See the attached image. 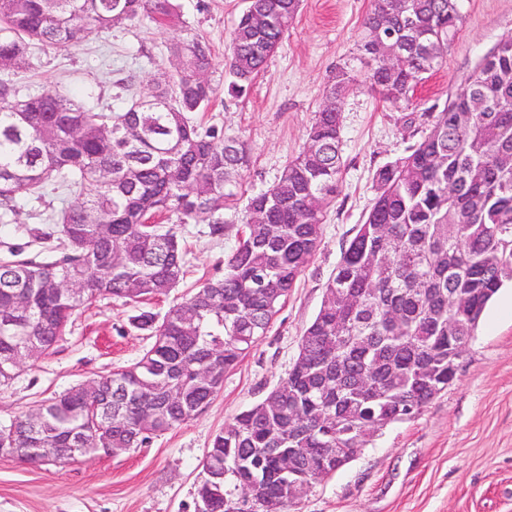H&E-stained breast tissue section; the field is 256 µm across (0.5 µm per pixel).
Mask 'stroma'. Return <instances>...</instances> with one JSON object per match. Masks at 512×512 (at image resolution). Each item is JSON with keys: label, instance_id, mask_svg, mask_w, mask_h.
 Segmentation results:
<instances>
[{"label": "stroma", "instance_id": "stroma-1", "mask_svg": "<svg viewBox=\"0 0 512 512\" xmlns=\"http://www.w3.org/2000/svg\"><path fill=\"white\" fill-rule=\"evenodd\" d=\"M181 27L143 20L93 32L55 49L34 46L28 65L9 72L21 91L49 89L97 111L116 108V83L142 94L169 69L165 45L187 28L209 43L216 95L196 114L202 127L247 143L250 161L243 189L267 188L302 149L337 65L356 53L370 0H303L286 39L239 97L227 91L228 36L243 0H177ZM463 22L445 65L417 85L409 106L394 108L360 89L346 102L341 150L345 167L326 216L320 246L271 328L233 370L210 407L186 425L116 455L75 463L32 465L0 457V512H195L201 461L212 437L241 411L261 400L296 360L306 326L317 314L325 284L344 242L367 215L376 191L374 174L414 143L407 112H439L459 81L501 40L512 36V0H461ZM60 195L42 201L26 195L10 224H0V253L48 249L37 229L54 223ZM240 205L225 208L231 224L223 237L207 223L187 227L189 268L175 289L182 296L222 275L237 246L233 227ZM131 306L98 299L69 323L56 351L28 363L0 386V423L80 383L136 361L148 345L131 324ZM290 512H512V285L489 304L456 379L416 418L388 425L361 454L300 498Z\"/></svg>", "mask_w": 512, "mask_h": 512}]
</instances>
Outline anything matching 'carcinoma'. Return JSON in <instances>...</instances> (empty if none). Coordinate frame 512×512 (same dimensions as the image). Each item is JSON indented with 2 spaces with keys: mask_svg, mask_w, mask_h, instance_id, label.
<instances>
[{
  "mask_svg": "<svg viewBox=\"0 0 512 512\" xmlns=\"http://www.w3.org/2000/svg\"><path fill=\"white\" fill-rule=\"evenodd\" d=\"M301 0H251L230 34L228 92L240 96L267 67ZM266 17L255 26L249 9ZM148 19L174 26V0H0V70L27 62L38 43L67 48L93 30ZM462 21L459 0H371L356 60L336 68L302 151L276 180L250 196L238 245L224 274L208 279L160 316L132 323L151 346L131 365L92 379L89 400L75 387L0 424V446L14 458L67 464L109 448H140L202 414L233 369L269 330L320 245L344 162L345 99L361 84L396 107L442 65ZM408 43L398 69L383 57ZM171 70L151 103L131 99L96 112L53 91L22 96L0 79V223L17 198L64 195L48 254L0 257V385L54 352L71 318L101 297L138 308L168 297L187 274L182 226L208 224L224 235V208L242 194L244 143L206 129L191 115L216 93L209 44L179 35L167 45ZM376 197L342 246L322 306L301 337L286 377L215 434L201 463L196 500L227 512L238 492L288 512L296 499L281 460L308 449L316 471L332 448L412 400L422 411L448 388V321L475 334L484 311L512 281V38L462 78L444 109L408 153L377 169ZM170 224L149 223L150 216ZM350 379L377 392L364 397L336 383V358Z\"/></svg>",
  "mask_w": 512,
  "mask_h": 512,
  "instance_id": "1",
  "label": "carcinoma"
}]
</instances>
